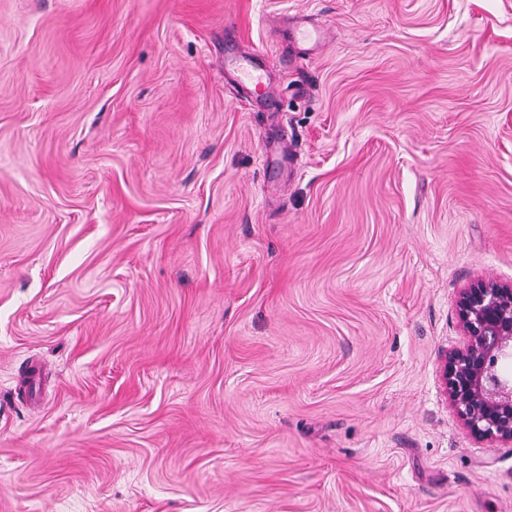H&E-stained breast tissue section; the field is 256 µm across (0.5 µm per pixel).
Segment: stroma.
Here are the masks:
<instances>
[{"instance_id": "1", "label": "stroma", "mask_w": 512, "mask_h": 512, "mask_svg": "<svg viewBox=\"0 0 512 512\" xmlns=\"http://www.w3.org/2000/svg\"><path fill=\"white\" fill-rule=\"evenodd\" d=\"M478 278L512 0H0V512H512ZM236 78L244 83H249L256 89L263 90L266 94L272 95V90L266 83L264 72L247 61L240 62L236 68ZM456 308L465 342L441 360L445 395L475 440L512 442V375L498 369L512 359V283L474 280Z\"/></svg>"}]
</instances>
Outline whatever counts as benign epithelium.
Instances as JSON below:
<instances>
[{
  "instance_id": "1",
  "label": "benign epithelium",
  "mask_w": 512,
  "mask_h": 512,
  "mask_svg": "<svg viewBox=\"0 0 512 512\" xmlns=\"http://www.w3.org/2000/svg\"><path fill=\"white\" fill-rule=\"evenodd\" d=\"M456 308L465 342L441 360L445 395L475 440L512 442V376L498 369L512 358V283L477 279Z\"/></svg>"
}]
</instances>
